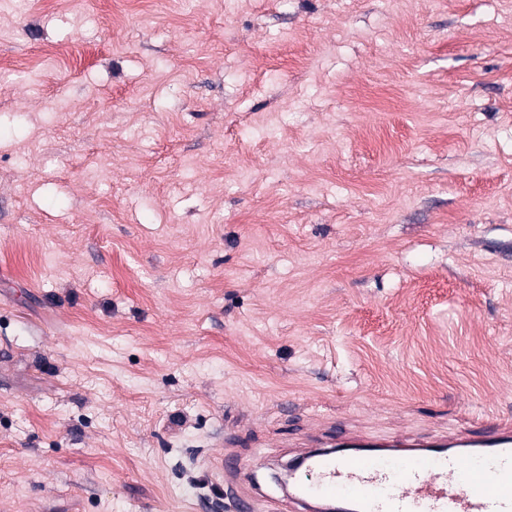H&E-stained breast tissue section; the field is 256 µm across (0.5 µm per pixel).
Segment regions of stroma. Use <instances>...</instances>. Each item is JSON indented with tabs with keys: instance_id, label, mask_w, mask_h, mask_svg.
<instances>
[{
	"instance_id": "1",
	"label": "stroma",
	"mask_w": 512,
	"mask_h": 512,
	"mask_svg": "<svg viewBox=\"0 0 512 512\" xmlns=\"http://www.w3.org/2000/svg\"><path fill=\"white\" fill-rule=\"evenodd\" d=\"M0 512H230L335 426L512 419V0L0 16Z\"/></svg>"
}]
</instances>
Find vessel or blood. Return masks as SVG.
Listing matches in <instances>:
<instances>
[{"label":"vessel or blood","instance_id":"b4317fda","mask_svg":"<svg viewBox=\"0 0 512 512\" xmlns=\"http://www.w3.org/2000/svg\"><path fill=\"white\" fill-rule=\"evenodd\" d=\"M301 468L288 491L293 512H512V421L420 436L385 456L345 436Z\"/></svg>","mask_w":512,"mask_h":512}]
</instances>
